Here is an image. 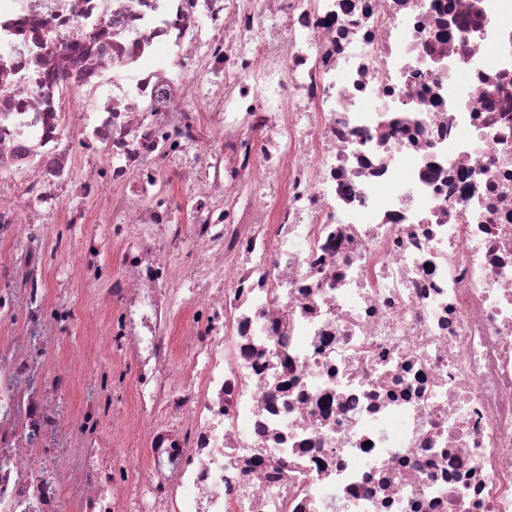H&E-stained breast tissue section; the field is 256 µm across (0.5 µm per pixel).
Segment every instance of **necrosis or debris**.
Instances as JSON below:
<instances>
[{"mask_svg": "<svg viewBox=\"0 0 512 512\" xmlns=\"http://www.w3.org/2000/svg\"><path fill=\"white\" fill-rule=\"evenodd\" d=\"M0 244V512H512V0H0ZM94 229L102 240L101 263L104 275L101 280L93 286L85 283L81 273L77 270L78 266L71 261L69 253L58 251L57 255L52 257V261L47 268V278L50 283L56 281L59 274L64 278H69V288H65L68 296L81 305L86 313L87 321L90 318L95 319L98 324L106 323L112 316V309L98 305L94 299V288L103 291L106 288V279L119 270V265L114 254V247L111 242V225L98 224ZM62 341L60 346V354L65 357L76 358H93L100 356L91 349L87 340V334L84 329L83 322H79L74 326L67 328L62 333Z\"/></svg>", "mask_w": 512, "mask_h": 512, "instance_id": "obj_1", "label": "necrosis or debris"}]
</instances>
